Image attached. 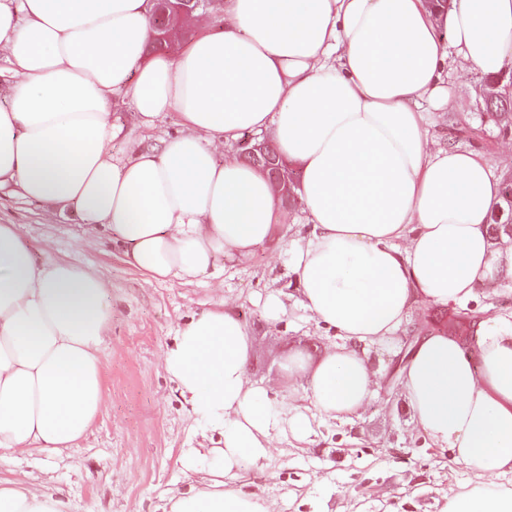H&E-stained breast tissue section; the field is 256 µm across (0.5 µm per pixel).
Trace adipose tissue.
I'll use <instances>...</instances> for the list:
<instances>
[{"label": "adipose tissue", "mask_w": 512, "mask_h": 512, "mask_svg": "<svg viewBox=\"0 0 512 512\" xmlns=\"http://www.w3.org/2000/svg\"><path fill=\"white\" fill-rule=\"evenodd\" d=\"M224 25L153 58L150 0H0V57L15 75L0 105V187L48 211L71 209L122 243L155 280L208 276L276 231L269 180L216 141L268 131L298 164L309 229L284 255L309 317L341 336L316 362L289 358L304 401L272 403L248 377L252 342L227 307L195 313L164 356L190 413L220 439L182 464L188 491L165 512H276L236 488L244 458L312 418L361 415L382 381L366 356L418 307L471 301L512 280V238H493L499 183L474 152L430 148L424 104L444 106L449 35L485 76L512 62V0H221ZM140 125L175 113L176 134L113 156L112 99ZM107 283L38 262L0 224V458L65 454L104 401ZM465 344L415 337L397 380L415 427L474 472L444 512H512V314L478 321ZM0 512H65L52 480L0 477Z\"/></svg>", "instance_id": "obj_1"}]
</instances>
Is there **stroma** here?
Returning <instances> with one entry per match:
<instances>
[{"label": "stroma", "instance_id": "1", "mask_svg": "<svg viewBox=\"0 0 512 512\" xmlns=\"http://www.w3.org/2000/svg\"><path fill=\"white\" fill-rule=\"evenodd\" d=\"M442 85L450 104L427 114L430 147L478 152L495 176L511 173L512 137L502 138L494 122L481 118L480 72L449 51ZM111 112L122 128L112 143L119 156L178 129L173 113L146 128L128 104L115 103ZM453 121L461 133H451ZM0 224L20 225L40 261L68 262L109 284L112 320L101 346L104 404L90 432L63 459L34 453L0 460L4 477L50 472L68 512H161L166 496L188 489L182 458L203 438L163 358L192 314L221 302L230 306L253 343L250 380L272 385L271 398L280 404L303 393L300 380L284 369L288 357L301 352L314 359L336 341L295 306L281 321L266 319L267 293H297L277 246L201 281H157L129 266L108 235L86 230L75 214L49 215L5 189ZM473 478L449 451L416 431L399 387L386 379L360 417L313 421L306 438H281L268 458L243 461L236 471L243 491L275 501L278 512H443L450 493Z\"/></svg>", "mask_w": 512, "mask_h": 512}]
</instances>
